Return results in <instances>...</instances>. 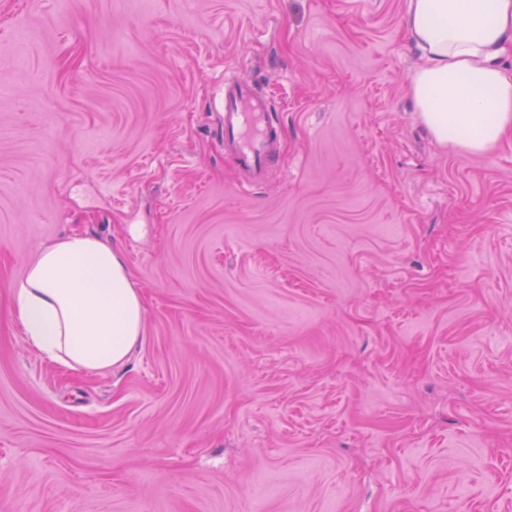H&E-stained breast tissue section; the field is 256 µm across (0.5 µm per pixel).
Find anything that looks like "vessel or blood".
<instances>
[{
  "instance_id": "vessel-or-blood-1",
  "label": "vessel or blood",
  "mask_w": 512,
  "mask_h": 512,
  "mask_svg": "<svg viewBox=\"0 0 512 512\" xmlns=\"http://www.w3.org/2000/svg\"><path fill=\"white\" fill-rule=\"evenodd\" d=\"M267 99L250 82L224 86V151L251 184H261L278 149L277 130Z\"/></svg>"
}]
</instances>
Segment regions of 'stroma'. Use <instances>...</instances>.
<instances>
[{
  "label": "stroma",
  "instance_id": "stroma-1",
  "mask_svg": "<svg viewBox=\"0 0 512 512\" xmlns=\"http://www.w3.org/2000/svg\"><path fill=\"white\" fill-rule=\"evenodd\" d=\"M408 0H0V308L112 242L145 341L0 317V512H512V136L438 143ZM279 150L245 187L224 84ZM9 288L12 324L65 368L123 365L145 340L143 296L122 253L99 237L73 232L42 245Z\"/></svg>",
  "mask_w": 512,
  "mask_h": 512
}]
</instances>
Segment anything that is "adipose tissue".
<instances>
[{
	"label": "adipose tissue",
	"instance_id": "adipose-tissue-1",
	"mask_svg": "<svg viewBox=\"0 0 512 512\" xmlns=\"http://www.w3.org/2000/svg\"><path fill=\"white\" fill-rule=\"evenodd\" d=\"M404 25L425 59L408 81L420 120L453 151L492 152L512 135V0H409ZM144 313L122 253L78 232L42 245L10 285L12 324L72 370L125 364L145 340Z\"/></svg>",
	"mask_w": 512,
	"mask_h": 512
}]
</instances>
